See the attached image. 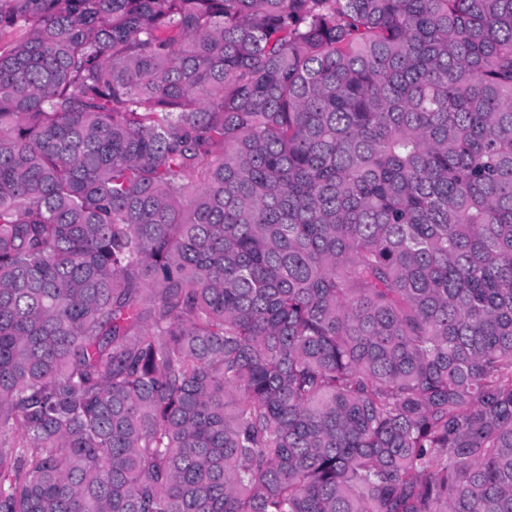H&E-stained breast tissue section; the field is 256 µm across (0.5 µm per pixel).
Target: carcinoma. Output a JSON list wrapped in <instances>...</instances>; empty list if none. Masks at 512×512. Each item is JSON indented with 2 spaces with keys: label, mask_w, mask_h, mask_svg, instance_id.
<instances>
[{
  "label": "carcinoma",
  "mask_w": 512,
  "mask_h": 512,
  "mask_svg": "<svg viewBox=\"0 0 512 512\" xmlns=\"http://www.w3.org/2000/svg\"><path fill=\"white\" fill-rule=\"evenodd\" d=\"M0 512H512V0H0Z\"/></svg>",
  "instance_id": "1"
}]
</instances>
